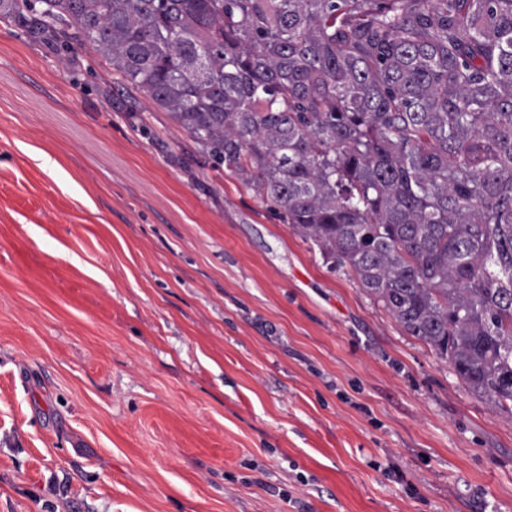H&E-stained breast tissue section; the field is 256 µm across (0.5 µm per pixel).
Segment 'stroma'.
Here are the masks:
<instances>
[{
    "label": "stroma",
    "mask_w": 512,
    "mask_h": 512,
    "mask_svg": "<svg viewBox=\"0 0 512 512\" xmlns=\"http://www.w3.org/2000/svg\"><path fill=\"white\" fill-rule=\"evenodd\" d=\"M128 95L0 23V512H512V414Z\"/></svg>",
    "instance_id": "35a3bbf8"
}]
</instances>
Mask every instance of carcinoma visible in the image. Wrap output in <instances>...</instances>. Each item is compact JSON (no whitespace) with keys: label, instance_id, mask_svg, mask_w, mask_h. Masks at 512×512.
Instances as JSON below:
<instances>
[{"label":"carcinoma","instance_id":"1","mask_svg":"<svg viewBox=\"0 0 512 512\" xmlns=\"http://www.w3.org/2000/svg\"><path fill=\"white\" fill-rule=\"evenodd\" d=\"M41 3L512 412V0Z\"/></svg>","mask_w":512,"mask_h":512}]
</instances>
